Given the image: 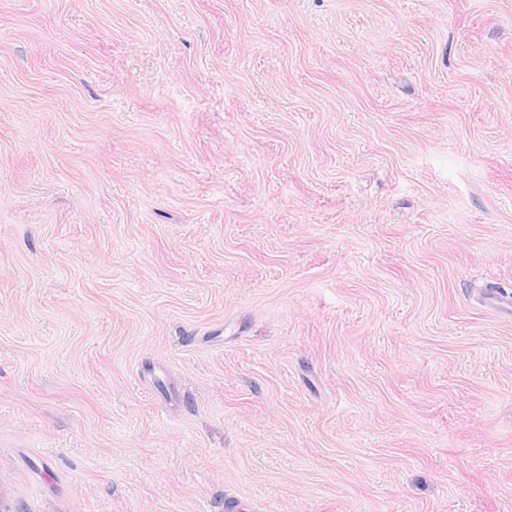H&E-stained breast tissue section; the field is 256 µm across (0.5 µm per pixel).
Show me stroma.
Masks as SVG:
<instances>
[{"label": "stroma", "instance_id": "1", "mask_svg": "<svg viewBox=\"0 0 512 512\" xmlns=\"http://www.w3.org/2000/svg\"><path fill=\"white\" fill-rule=\"evenodd\" d=\"M487 283L512 0H0L9 512H512Z\"/></svg>", "mask_w": 512, "mask_h": 512}]
</instances>
